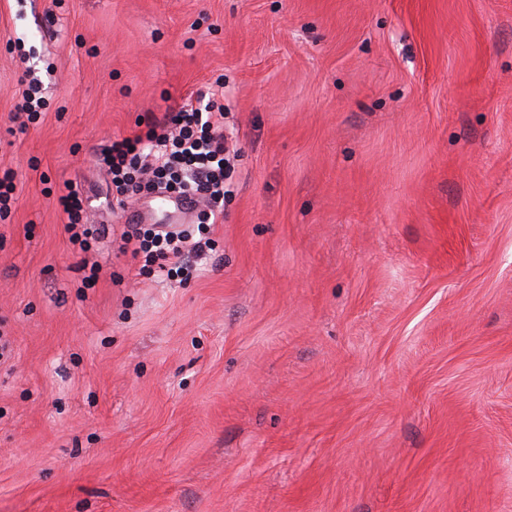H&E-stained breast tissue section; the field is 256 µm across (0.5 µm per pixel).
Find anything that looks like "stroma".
<instances>
[{
	"instance_id": "stroma-1",
	"label": "stroma",
	"mask_w": 512,
	"mask_h": 512,
	"mask_svg": "<svg viewBox=\"0 0 512 512\" xmlns=\"http://www.w3.org/2000/svg\"><path fill=\"white\" fill-rule=\"evenodd\" d=\"M219 77L193 278L73 246L66 181L168 223L97 156ZM7 171L0 512H512V0H0ZM18 81L19 84L27 87L23 89L21 98L15 104L10 119L16 121L26 116L27 121L32 122L44 104L43 97L39 96L42 89L41 81L27 68L22 71Z\"/></svg>"
}]
</instances>
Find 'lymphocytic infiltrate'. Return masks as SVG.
Segmentation results:
<instances>
[{"mask_svg": "<svg viewBox=\"0 0 512 512\" xmlns=\"http://www.w3.org/2000/svg\"><path fill=\"white\" fill-rule=\"evenodd\" d=\"M223 94V88H210L178 108L147 114L142 131L112 141L99 160L119 206L153 192L170 193L198 210V225L91 224L78 191L67 182L57 204L70 241L85 251L91 240L109 234L120 253L141 254L160 268L190 274L187 255L204 252L211 226L224 219V166L236 145L224 133V108L216 102Z\"/></svg>", "mask_w": 512, "mask_h": 512, "instance_id": "obj_1", "label": "lymphocytic infiltrate"}]
</instances>
